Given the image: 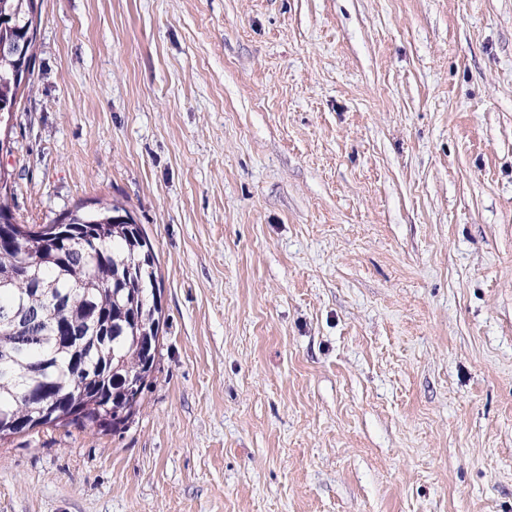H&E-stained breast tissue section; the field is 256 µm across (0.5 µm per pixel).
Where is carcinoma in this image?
<instances>
[{
	"instance_id": "1",
	"label": "carcinoma",
	"mask_w": 512,
	"mask_h": 512,
	"mask_svg": "<svg viewBox=\"0 0 512 512\" xmlns=\"http://www.w3.org/2000/svg\"><path fill=\"white\" fill-rule=\"evenodd\" d=\"M36 0H0V44L18 43L23 55L0 51V118L16 111L22 80L19 58L32 68ZM127 210L106 204L53 220L66 244L46 248L43 230L18 222L7 182L0 183V218L18 225V237L0 243V312L28 316L0 325V441L33 431L29 424L59 422L112 430V414L133 396L128 377L145 360L157 366L159 348L137 345L139 323L157 320L156 254L146 252L140 225L120 224ZM69 325L81 339L64 343L56 329Z\"/></svg>"
}]
</instances>
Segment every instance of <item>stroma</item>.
Wrapping results in <instances>:
<instances>
[{"label":"stroma","instance_id":"obj_1","mask_svg":"<svg viewBox=\"0 0 512 512\" xmlns=\"http://www.w3.org/2000/svg\"><path fill=\"white\" fill-rule=\"evenodd\" d=\"M19 222L124 207L165 316L125 429L0 512H512V0H37Z\"/></svg>","mask_w":512,"mask_h":512}]
</instances>
